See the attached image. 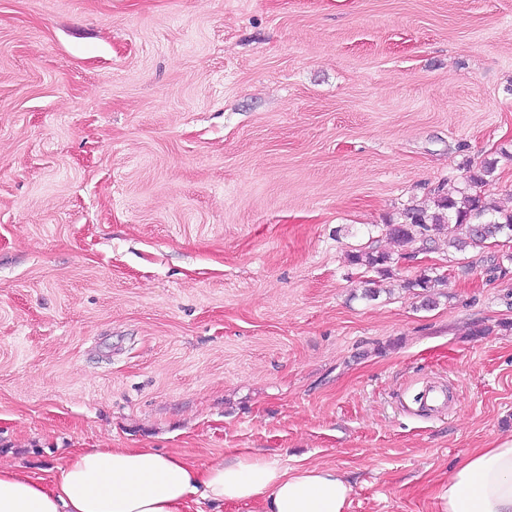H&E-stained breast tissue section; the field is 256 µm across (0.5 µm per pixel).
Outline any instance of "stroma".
I'll return each instance as SVG.
<instances>
[{
    "instance_id": "obj_1",
    "label": "stroma",
    "mask_w": 512,
    "mask_h": 512,
    "mask_svg": "<svg viewBox=\"0 0 512 512\" xmlns=\"http://www.w3.org/2000/svg\"><path fill=\"white\" fill-rule=\"evenodd\" d=\"M487 159L511 210L512 0H0V464L260 454L440 512L512 439V239L385 226ZM349 262L353 265L365 267L370 271L376 272L380 277H389L392 274L393 258L387 252L377 250H359L349 254ZM445 281L443 276L430 277L428 275L419 276L414 280H408L405 284L406 288L414 289L418 293L417 296L423 297L422 306L429 307L435 303L434 288H438ZM419 289V290H417Z\"/></svg>"
}]
</instances>
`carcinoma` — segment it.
<instances>
[{"instance_id": "cac0c4a2", "label": "carcinoma", "mask_w": 512, "mask_h": 512, "mask_svg": "<svg viewBox=\"0 0 512 512\" xmlns=\"http://www.w3.org/2000/svg\"><path fill=\"white\" fill-rule=\"evenodd\" d=\"M496 162L486 161L467 177L470 192L457 199L449 194H436L432 203H416L403 212L401 221L386 225L390 238L402 245L411 244L432 235L443 236L448 246L464 251L482 249L486 242L499 236L512 238V212H504L482 192L494 180ZM349 262L382 277L392 275L393 258L387 252L359 250L349 254ZM444 277L423 275L406 282L405 287L423 297V306L435 303L434 289Z\"/></svg>"}]
</instances>
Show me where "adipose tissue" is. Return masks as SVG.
<instances>
[{"label": "adipose tissue", "mask_w": 512, "mask_h": 512, "mask_svg": "<svg viewBox=\"0 0 512 512\" xmlns=\"http://www.w3.org/2000/svg\"><path fill=\"white\" fill-rule=\"evenodd\" d=\"M336 467L288 468L262 456L198 465L153 448L78 450L42 478L0 464V512H198L261 501L263 512H348ZM442 512H512V440L470 453L438 495Z\"/></svg>", "instance_id": "adipose-tissue-1"}]
</instances>
